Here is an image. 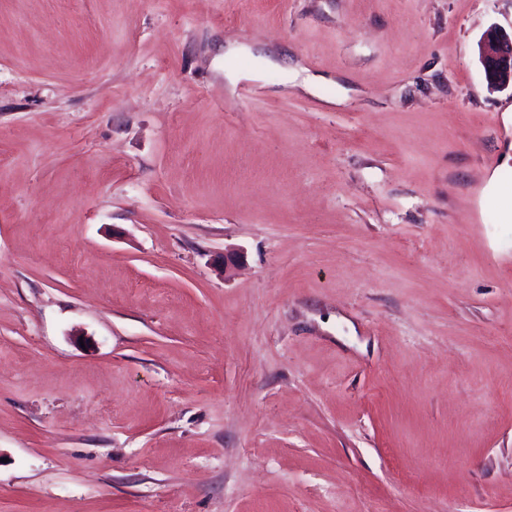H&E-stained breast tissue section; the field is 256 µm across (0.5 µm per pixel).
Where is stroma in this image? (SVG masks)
<instances>
[{"label": "stroma", "instance_id": "obj_1", "mask_svg": "<svg viewBox=\"0 0 512 512\" xmlns=\"http://www.w3.org/2000/svg\"><path fill=\"white\" fill-rule=\"evenodd\" d=\"M493 26L0 0V512H512Z\"/></svg>", "mask_w": 512, "mask_h": 512}]
</instances>
